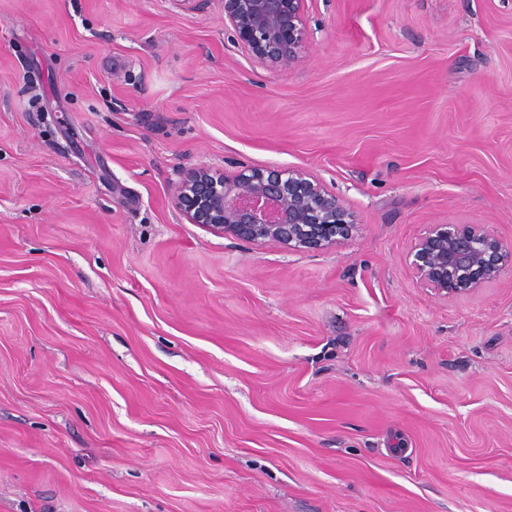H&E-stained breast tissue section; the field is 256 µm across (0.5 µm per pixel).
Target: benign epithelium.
Masks as SVG:
<instances>
[{"label":"benign epithelium","instance_id":"7a95c632","mask_svg":"<svg viewBox=\"0 0 512 512\" xmlns=\"http://www.w3.org/2000/svg\"><path fill=\"white\" fill-rule=\"evenodd\" d=\"M308 0H224L225 33L259 63L296 64L307 38ZM173 203L190 224L287 249L320 251L352 234V215L335 194L301 168L202 166L177 183ZM412 266L438 297L467 295L512 266V243L480 224H433L412 248Z\"/></svg>","mask_w":512,"mask_h":512}]
</instances>
